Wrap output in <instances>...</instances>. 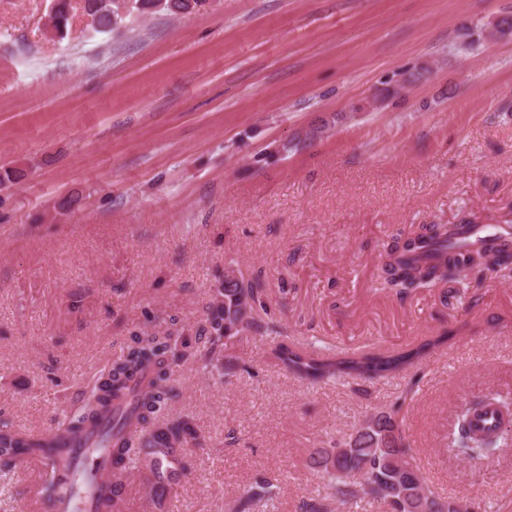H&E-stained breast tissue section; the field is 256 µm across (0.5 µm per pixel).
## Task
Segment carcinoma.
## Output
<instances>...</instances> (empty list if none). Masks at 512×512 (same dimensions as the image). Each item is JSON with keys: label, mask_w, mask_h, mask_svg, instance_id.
I'll return each mask as SVG.
<instances>
[{"label": "carcinoma", "mask_w": 512, "mask_h": 512, "mask_svg": "<svg viewBox=\"0 0 512 512\" xmlns=\"http://www.w3.org/2000/svg\"><path fill=\"white\" fill-rule=\"evenodd\" d=\"M207 0H84V9L96 27L105 32L120 28L127 17L152 14L179 16L205 7ZM52 21L59 35L67 33L69 11L66 0H56ZM471 220L459 224H431L396 237L380 267L381 286L401 298L437 283H451L471 271L481 279L487 272L512 262V222L484 224L487 238L475 244L469 233ZM260 290L245 284L234 271L224 272V282L214 289L198 336L205 339L203 368L218 367L219 355L228 341L256 327L253 310L260 304ZM443 342L437 336L402 352L380 349L323 354L319 350L277 343L273 355L287 370L312 383H329L350 376L385 378L423 358ZM193 345L185 336L156 332L132 334L108 371L98 379L82 406L64 415L54 437L40 442L31 435L6 425L0 427V472L16 469L26 456L48 459L54 474L74 467L72 444L93 434L97 445L112 447L109 482L112 495L102 496L97 512H119L128 476L141 474L155 490H166L187 476L189 465L185 446L198 434L185 419L168 418L173 389L169 385L173 368L192 356ZM507 417L498 427L476 428V418L487 409ZM346 446L350 452L339 459L332 450L317 453L313 464L328 477L326 494L309 499L304 512H326V497L345 507L356 497L343 473L361 475L370 488L366 496L386 502L387 497L408 493L406 512H456L455 498L442 497L428 489L419 472H411L413 458L403 430L395 418L381 415L359 430ZM512 446V400L487 390L457 406L449 434L451 456L482 466ZM278 486L264 475L254 477L238 512L255 502L270 501Z\"/></svg>", "instance_id": "obj_1"}]
</instances>
